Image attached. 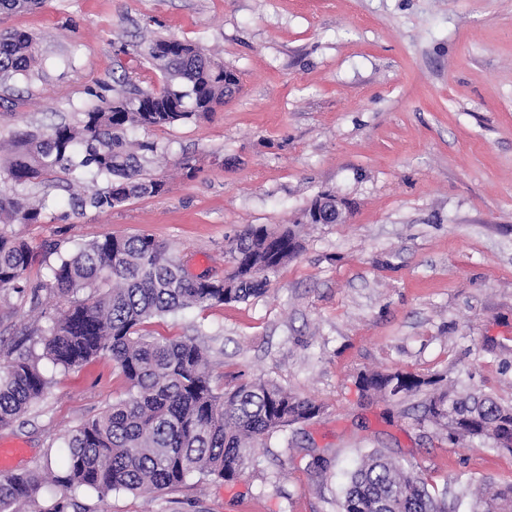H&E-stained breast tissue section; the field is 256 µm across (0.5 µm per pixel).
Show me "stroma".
<instances>
[{
  "label": "stroma",
  "mask_w": 512,
  "mask_h": 512,
  "mask_svg": "<svg viewBox=\"0 0 512 512\" xmlns=\"http://www.w3.org/2000/svg\"><path fill=\"white\" fill-rule=\"evenodd\" d=\"M36 36L44 63L0 81V141L75 123L93 94L111 95L123 66L153 87L141 52L174 36L234 71L240 91L216 112L128 137L163 149L145 165L166 193L108 213H71L61 177L30 186L44 223L13 226L37 254L38 293L0 291V361L47 329L52 245L147 233L193 275L231 270L244 225L296 226L297 259L268 290L150 320L159 338L195 337L222 389L262 377L322 403L276 432L237 482L150 494L77 491L78 512H341L348 473L378 449L429 486L512 480V453L448 443L417 423V399L362 394L366 370L443 374L512 402V0H42L0 10V31ZM190 158L195 177L178 163ZM342 202V224L296 225L317 195ZM0 444L10 471L43 467L70 429L124 397L108 359L65 372ZM328 457L313 471L311 454Z\"/></svg>",
  "instance_id": "1"
}]
</instances>
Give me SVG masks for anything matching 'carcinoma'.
<instances>
[{
  "instance_id": "cac0c4a2",
  "label": "carcinoma",
  "mask_w": 512,
  "mask_h": 512,
  "mask_svg": "<svg viewBox=\"0 0 512 512\" xmlns=\"http://www.w3.org/2000/svg\"><path fill=\"white\" fill-rule=\"evenodd\" d=\"M152 68L164 79L160 89L141 88L129 72L123 90L97 95L81 108V119L60 123L47 133L15 134L0 179V288H23L36 261L31 247L4 227L41 224L44 199L26 190L37 180L65 173L84 186L70 195L74 213L90 208L110 212L134 198L158 196L166 183L143 174L155 142L132 143L128 131L184 124L213 112L238 89L239 77L177 38H157L147 50ZM42 64L30 34L0 33V74L25 75ZM105 186H98V182ZM301 243L288 228L250 224L231 241L229 253L239 275L224 279L191 276L169 255L165 243L148 234L116 236L82 243L50 268L49 287L60 309L51 325L29 347L0 367V426L23 418L44 396L50 379L34 355L64 370L108 358L116 364L127 392L97 417L62 438L57 466L0 475V512H23L47 484L65 491L89 489L104 499L117 491L153 493L192 477L237 481L254 448L270 434L311 420L323 412L312 398L293 395L258 378L229 391L212 385L206 349L195 338H156L144 332L152 318L192 308L245 301L266 290L269 274L297 258ZM368 396L395 400L432 393L422 402L421 421L456 441L459 429L481 443L512 452V405L481 390L464 388L440 376L401 370L362 372ZM453 490L436 494L414 470L385 453L365 455L344 489L342 512H447ZM474 512H512V482L483 480Z\"/></svg>"
}]
</instances>
